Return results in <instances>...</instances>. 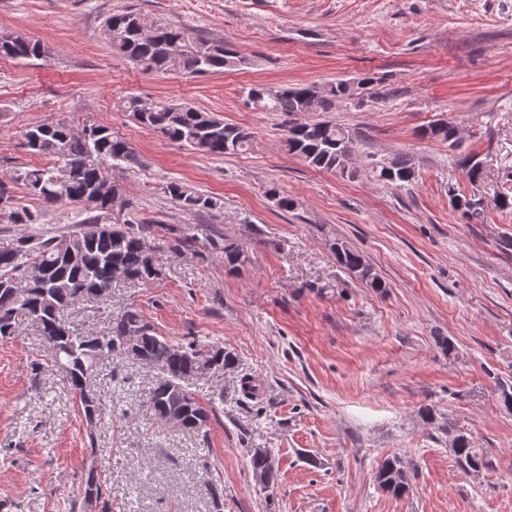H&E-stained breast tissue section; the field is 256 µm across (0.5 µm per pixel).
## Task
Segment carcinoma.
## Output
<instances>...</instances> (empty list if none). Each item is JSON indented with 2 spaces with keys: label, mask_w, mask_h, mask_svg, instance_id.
<instances>
[{
  "label": "carcinoma",
  "mask_w": 512,
  "mask_h": 512,
  "mask_svg": "<svg viewBox=\"0 0 512 512\" xmlns=\"http://www.w3.org/2000/svg\"><path fill=\"white\" fill-rule=\"evenodd\" d=\"M139 14L115 12L105 18L103 34L112 53L125 58L147 74H177L198 77L239 70L249 64L233 45L210 41L192 35L183 27L167 22H152V35L142 34ZM44 50L37 42L20 33L0 34V57L23 62L39 60ZM247 101L264 112H331L336 102L350 98L353 90L346 80L331 82L323 88L315 86L278 87L254 84L244 88ZM116 107L129 112L142 126L159 133L191 151L214 157L235 155L249 149L250 133L228 123L210 111L187 104L155 102L146 107L136 95L119 100ZM24 148L33 154L54 159L50 167L26 169L14 180L21 182L29 194L47 205H73L83 219L75 230L64 234L46 232L22 234L15 242L0 248V338L15 334V320L24 315L47 345L54 366L64 375L70 389L79 399L83 415L93 411L102 419L103 407L88 381L98 366L115 358H132L158 372L159 378L148 391L146 405L163 425L199 432L216 412V402H224V394L202 404L191 390L197 379L196 355L205 356L223 372L235 365L234 357L216 344L184 345L162 336L142 314L130 306L111 321L104 337L112 346L102 349L96 335H81L64 317L65 310L80 299L99 301L112 288V271L133 280L150 281L161 275L155 266L153 247L147 237V222L137 219L120 221L111 217L108 203L98 198L103 179L99 166L90 156L107 162L111 168H130L138 156L126 139L115 135L104 125L83 123L76 133L65 122L37 125L25 131ZM421 137L459 146L455 126L437 122L421 132ZM288 153L301 158L308 166L355 179L360 170L351 166L358 150L357 139L350 131L331 121H296L282 137ZM470 181H477L481 163L467 154L459 158ZM371 173L380 181L405 187L415 179V163L401 152L391 158L369 162ZM164 193L179 207L196 212L221 209L220 200L199 193L180 182L171 181ZM452 208L469 220L483 215L481 200L448 190ZM0 216L10 224H37L40 216L18 203L11 185L0 180ZM169 240L177 249H192L197 236L175 227H166ZM211 248L222 255L224 268L235 271L246 266L250 257L242 245L229 239L212 242ZM331 248L339 265L350 275L380 289L381 280L365 257L344 242L335 241ZM28 286L25 293L13 292L14 284ZM454 456L463 469L477 471L487 465L482 452L464 434L455 436ZM97 453L90 441V464L86 484H94L97 496L102 487L96 481ZM249 465L253 477L270 486L277 479L276 467L268 456L258 451L251 454ZM378 486L394 496L410 489V478L398 457L386 459L376 472Z\"/></svg>",
  "instance_id": "1"
}]
</instances>
